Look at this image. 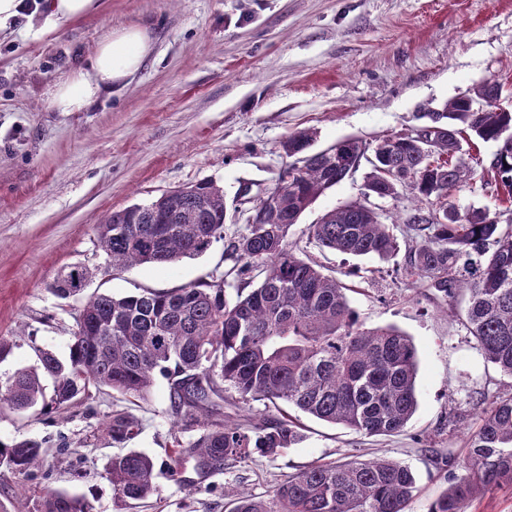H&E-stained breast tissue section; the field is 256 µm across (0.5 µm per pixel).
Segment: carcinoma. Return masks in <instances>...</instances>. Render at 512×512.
Segmentation results:
<instances>
[{
	"instance_id": "1",
	"label": "carcinoma",
	"mask_w": 512,
	"mask_h": 512,
	"mask_svg": "<svg viewBox=\"0 0 512 512\" xmlns=\"http://www.w3.org/2000/svg\"><path fill=\"white\" fill-rule=\"evenodd\" d=\"M434 128L433 150L425 154L399 134L381 145L363 194L393 197L406 184L418 205L408 209L405 278L463 305L466 327L485 359L512 377V219L486 211L447 212L450 193L465 182L456 159L461 140L494 142L484 167L512 203V112L490 103L467 112L457 99L441 112H426ZM310 130L290 134L282 147L297 164L277 200L260 202L257 223L230 240L224 259L234 262L236 298L226 296L224 271L171 290H144L116 298L91 295L75 322L68 357L39 353L40 366L22 370L0 387V403L15 410H64L90 388H108L144 399L160 374L169 383L174 423L198 427L197 436L175 439L169 465L179 474L185 459L199 475L224 470L254 452L267 456L305 439L298 420L271 417L224 424V391L239 403L286 404L310 417L343 425L363 436L401 431L416 407V349L394 327H363L344 286L311 258L288 247V229L326 190L351 176L361 145L334 144L311 152ZM224 189L211 180L186 185L176 197L161 194L148 204L110 213L96 225L100 247L112 270L143 264H176L207 253L224 239ZM309 242L355 257L386 260L401 244L360 201L328 211L309 229ZM91 272L82 266L61 270L53 292L67 298L82 290ZM52 380L46 395L41 377ZM112 441L124 444L138 432L130 414L114 411L106 423ZM466 473L455 476L429 512H468L472 499L512 491V393L499 397L466 433ZM43 443L0 441V466L27 473L39 462ZM113 496L131 505L156 492L153 459L134 449L109 459L105 472ZM417 491L410 467L380 457L338 464H312L275 488L269 498L242 493L231 512H406ZM37 512H92L83 495L53 491Z\"/></svg>"
}]
</instances>
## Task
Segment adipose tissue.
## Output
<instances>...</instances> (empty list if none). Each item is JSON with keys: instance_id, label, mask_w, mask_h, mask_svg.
Masks as SVG:
<instances>
[{"instance_id": "ef3b65f1", "label": "adipose tissue", "mask_w": 512, "mask_h": 512, "mask_svg": "<svg viewBox=\"0 0 512 512\" xmlns=\"http://www.w3.org/2000/svg\"><path fill=\"white\" fill-rule=\"evenodd\" d=\"M100 8L101 0H46L39 32L52 34ZM153 50L154 40L146 28L130 26L108 32L82 66L55 82L49 108L55 112L86 109L140 72Z\"/></svg>"}]
</instances>
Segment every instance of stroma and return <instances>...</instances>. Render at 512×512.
<instances>
[{"label": "stroma", "instance_id": "stroma-1", "mask_svg": "<svg viewBox=\"0 0 512 512\" xmlns=\"http://www.w3.org/2000/svg\"><path fill=\"white\" fill-rule=\"evenodd\" d=\"M130 25L155 42L139 74L85 111H49L54 83L106 32ZM38 28L30 12L0 36V336L13 343L0 360L2 383L38 366L40 351L67 357L86 296L170 290L216 265L231 268L225 243L245 228L237 193L247 183L273 186L289 134L312 130L316 151L346 137L372 144L489 81L503 84L499 104L512 110V0H103L100 12L57 33L41 37ZM495 149L463 142L467 179L449 198L459 211H504L493 178L474 162ZM366 173L359 168L325 191L287 242L349 286L364 327L393 326L412 339L418 405L401 432L360 436L303 414L301 444L229 463L189 487L168 472L174 440L189 434L172 424L165 378L133 406L107 388L49 417L5 406L0 440L46 446L33 472L0 468V512H36L49 490L85 495L92 512H124L105 478L120 447L104 421L125 408L139 423L129 448L156 463L157 491L135 512H228L237 494L268 497L306 466L379 456L416 476L419 491L406 512H429L449 474L465 472L464 428L512 393V378L484 359L439 296L404 281L403 256L355 258L310 244L309 227L359 198ZM202 180L223 187L233 214L223 241L173 265L108 268L95 231L105 215ZM67 266L92 275L82 294L62 299L51 286ZM62 435L70 440L63 450Z\"/></svg>", "mask_w": 512, "mask_h": 512}]
</instances>
